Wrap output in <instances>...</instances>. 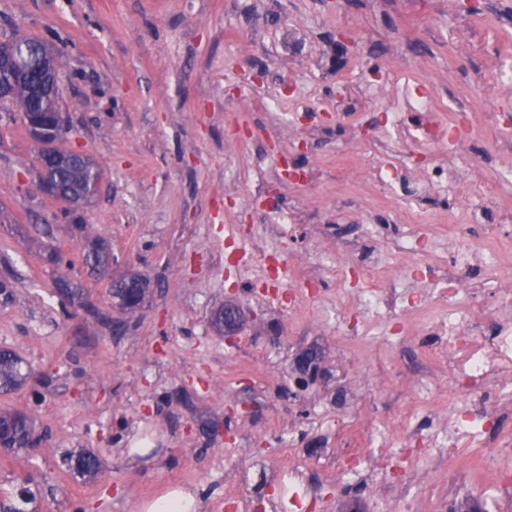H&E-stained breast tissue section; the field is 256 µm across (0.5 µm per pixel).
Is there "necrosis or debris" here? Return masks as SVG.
Listing matches in <instances>:
<instances>
[{
	"mask_svg": "<svg viewBox=\"0 0 512 512\" xmlns=\"http://www.w3.org/2000/svg\"><path fill=\"white\" fill-rule=\"evenodd\" d=\"M478 101H466L439 113L428 83H418L412 96L400 108L383 107L378 134L370 138L373 163L367 169L366 184L375 202L391 209L396 223L416 227L401 251L414 258L413 283L423 288L424 296L411 301L405 293L389 285L382 275L383 259L364 237L347 263L364 281L362 325L359 344L367 346L371 326L379 315L397 310L421 314L430 297L448 302V314L428 321L434 335L444 337L443 345L430 351L434 362L447 363L456 389L467 391V406L483 408L485 398L495 395L500 404H511L506 391L511 384L489 377L488 332H495L498 350H512V287L497 283V303L491 322L479 319L481 309L472 289L475 275L483 267L481 257L494 252L502 266L512 265V244L505 234L512 227V209L500 202L496 192L475 174L476 165L466 152L475 135L501 133L500 123L481 127ZM447 198L444 213L428 211L423 202L429 197ZM481 225L479 241H471L473 225ZM431 236H421L423 228ZM453 240L446 260L430 265L426 255L433 252L438 239Z\"/></svg>",
	"mask_w": 512,
	"mask_h": 512,
	"instance_id": "obj_1",
	"label": "necrosis or debris"
}]
</instances>
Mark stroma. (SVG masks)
<instances>
[{"mask_svg": "<svg viewBox=\"0 0 512 512\" xmlns=\"http://www.w3.org/2000/svg\"><path fill=\"white\" fill-rule=\"evenodd\" d=\"M350 41L337 48L340 32ZM52 44L69 133L60 149L90 157L94 194L68 218L66 202L38 189L39 145L19 113L0 117V348L32 368L30 386L0 394V408L29 413L41 438L29 459L0 451V512L29 492L34 512H146L177 489L198 512H512L480 465L489 450L448 435L460 409L448 370L417 382L403 374L421 347L424 322L388 320V333L359 349L355 305L337 299L348 281L340 247L377 227L386 275L403 283L404 228L389 211L342 191L336 154L369 153L378 108L393 84L426 80L437 104L468 93L490 112L512 106L499 89L512 65V0H0V36ZM381 66L360 123L330 108L352 56ZM314 110L308 137L297 98ZM483 178L512 205V153L472 143ZM319 169L309 185L288 182L281 160ZM315 232L276 240L287 204ZM104 238L112 266L84 264L74 223ZM320 275L305 305L256 299L260 249ZM64 262H55V255ZM149 281L135 312L110 288L129 272ZM81 284L63 310L55 284ZM236 303L235 341L213 326ZM321 373L305 391L294 378L303 354ZM100 462L96 479L70 471L78 450ZM387 456L391 486L355 474L358 460Z\"/></svg>", "mask_w": 512, "mask_h": 512, "instance_id": "obj_1", "label": "stroma"}]
</instances>
